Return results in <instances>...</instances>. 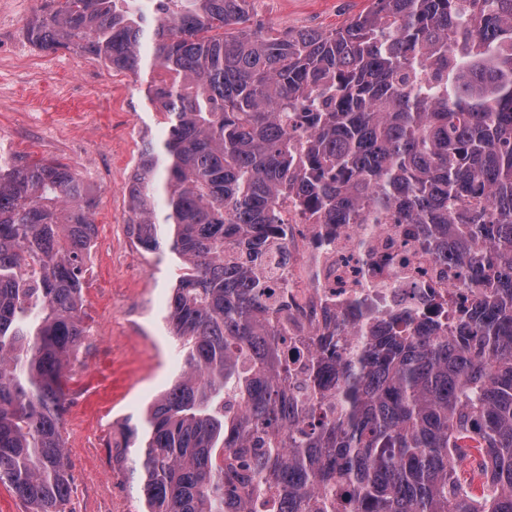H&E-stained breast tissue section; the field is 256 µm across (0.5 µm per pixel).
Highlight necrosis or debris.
<instances>
[{
  "label": "necrosis or debris",
  "instance_id": "obj_1",
  "mask_svg": "<svg viewBox=\"0 0 512 512\" xmlns=\"http://www.w3.org/2000/svg\"><path fill=\"white\" fill-rule=\"evenodd\" d=\"M281 214L288 264L271 279L270 291L288 295L289 355L325 332L332 313L353 325L392 316L450 325L475 299L464 286V268L440 260L416 225L396 216L365 237L355 224L301 223L289 204Z\"/></svg>",
  "mask_w": 512,
  "mask_h": 512
}]
</instances>
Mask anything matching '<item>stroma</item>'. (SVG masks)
<instances>
[{
    "label": "stroma",
    "mask_w": 512,
    "mask_h": 512,
    "mask_svg": "<svg viewBox=\"0 0 512 512\" xmlns=\"http://www.w3.org/2000/svg\"><path fill=\"white\" fill-rule=\"evenodd\" d=\"M40 0H0V143L75 165L98 200V261L83 288L85 342L72 365L65 445L71 491L65 512H138L134 490L112 469L107 445L126 418L144 417L180 375L183 355L163 322L175 281L172 254L139 250L127 236L125 185L162 118L145 98L162 70L115 72L70 49L45 54L24 30ZM364 0H252L265 30H329ZM148 313L134 321L137 304Z\"/></svg>",
    "instance_id": "1"
}]
</instances>
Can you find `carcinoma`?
I'll list each match as a JSON object with an SVG mask.
<instances>
[{
  "instance_id": "carcinoma-1",
  "label": "carcinoma",
  "mask_w": 512,
  "mask_h": 512,
  "mask_svg": "<svg viewBox=\"0 0 512 512\" xmlns=\"http://www.w3.org/2000/svg\"><path fill=\"white\" fill-rule=\"evenodd\" d=\"M26 36L168 74L125 188L138 244L175 255L185 349L113 442L140 512H512V0H367L277 34L249 0H41ZM285 199L307 224L421 225L482 299L451 328L333 315L288 362V293L268 291ZM96 206L72 164L0 151V483L36 512L70 495ZM451 448L491 495L460 490Z\"/></svg>"
}]
</instances>
